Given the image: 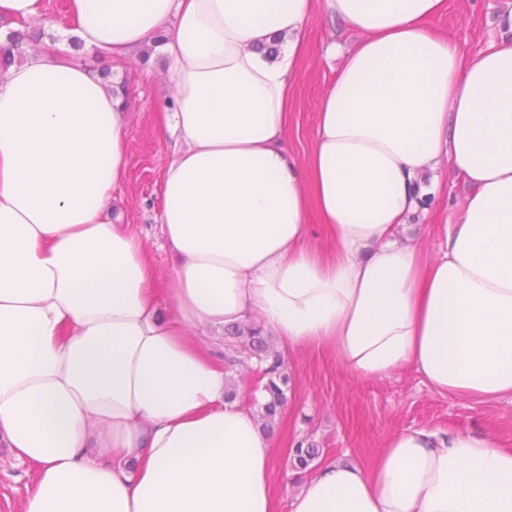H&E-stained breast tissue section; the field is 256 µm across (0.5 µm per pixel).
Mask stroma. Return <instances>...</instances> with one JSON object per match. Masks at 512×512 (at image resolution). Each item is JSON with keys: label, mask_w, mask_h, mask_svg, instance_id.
<instances>
[{"label": "stroma", "mask_w": 512, "mask_h": 512, "mask_svg": "<svg viewBox=\"0 0 512 512\" xmlns=\"http://www.w3.org/2000/svg\"><path fill=\"white\" fill-rule=\"evenodd\" d=\"M437 27L464 52L485 51L512 35V0H448V12ZM353 39L337 20L318 17L308 28V58L298 80L288 141L298 158L313 148L321 97L342 62L329 47ZM167 65L158 53L151 75L129 57L110 63L114 78L126 79L130 91L128 177L113 197L112 211L141 234L161 273L167 270V258L159 247V185L173 153V142L161 133L158 121L171 96L161 74ZM282 360L289 378L287 405L271 427L273 438L286 449L273 475L280 490H287L293 470L290 450L303 439L323 448L324 458L342 457L362 465L371 463L388 436L404 428L491 430L503 447L512 448L511 401L477 406L437 395L411 367L385 379H361L324 348L286 353ZM30 480L27 468L0 447V512H20Z\"/></svg>", "instance_id": "obj_1"}]
</instances>
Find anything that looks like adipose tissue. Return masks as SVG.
Segmentation results:
<instances>
[{
	"mask_svg": "<svg viewBox=\"0 0 512 512\" xmlns=\"http://www.w3.org/2000/svg\"><path fill=\"white\" fill-rule=\"evenodd\" d=\"M100 58L169 60L176 151L160 183L169 265L111 216L121 98L59 36L0 74V446L30 467L21 512H512L494 432L404 429L370 466L273 480L278 448L233 396L225 326L334 350L362 379L512 400V40L465 54L448 0H69ZM358 39L288 149L314 17ZM470 193L435 256L412 216L441 168ZM331 242L306 243L311 219Z\"/></svg>",
	"mask_w": 512,
	"mask_h": 512,
	"instance_id": "ef3b65f1",
	"label": "adipose tissue"
}]
</instances>
